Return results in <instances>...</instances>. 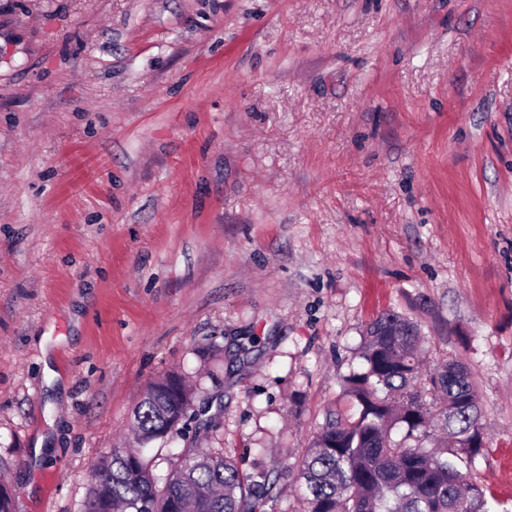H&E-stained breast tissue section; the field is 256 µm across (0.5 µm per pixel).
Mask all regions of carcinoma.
Segmentation results:
<instances>
[{
	"label": "carcinoma",
	"mask_w": 512,
	"mask_h": 512,
	"mask_svg": "<svg viewBox=\"0 0 512 512\" xmlns=\"http://www.w3.org/2000/svg\"><path fill=\"white\" fill-rule=\"evenodd\" d=\"M420 342L418 324L394 310L369 323L363 369L343 379L356 411L329 416L297 465L306 512H499L470 480L488 448L473 375L457 357L423 370ZM193 401L178 375L148 386L133 409L141 449L92 466L84 512H265L277 478L253 479L221 448H187L155 473L147 445ZM396 427L433 446L393 440Z\"/></svg>",
	"instance_id": "1"
}]
</instances>
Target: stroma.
<instances>
[{
    "mask_svg": "<svg viewBox=\"0 0 512 512\" xmlns=\"http://www.w3.org/2000/svg\"><path fill=\"white\" fill-rule=\"evenodd\" d=\"M416 321L468 364L512 506V0H0V483L82 512L171 373L154 443L291 470ZM51 451L35 457L38 437Z\"/></svg>",
    "mask_w": 512,
    "mask_h": 512,
    "instance_id": "1",
    "label": "stroma"
}]
</instances>
